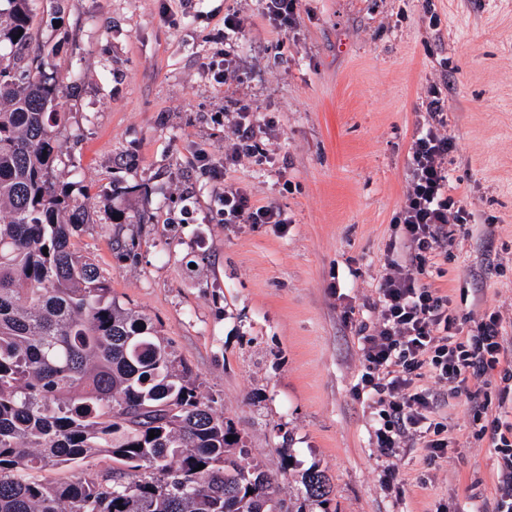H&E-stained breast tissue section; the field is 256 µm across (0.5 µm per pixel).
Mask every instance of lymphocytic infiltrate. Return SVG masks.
Segmentation results:
<instances>
[{
    "label": "lymphocytic infiltrate",
    "mask_w": 512,
    "mask_h": 512,
    "mask_svg": "<svg viewBox=\"0 0 512 512\" xmlns=\"http://www.w3.org/2000/svg\"><path fill=\"white\" fill-rule=\"evenodd\" d=\"M431 123L419 131L408 169L404 206L399 222L408 242L404 260L388 259L378 286L376 319L371 333L361 336L362 390L368 391L378 412L376 444L390 452L413 438L427 450L425 462L435 465L448 452L447 425L437 416L449 395H463L474 413L484 408L477 388L487 375L502 369L512 379V362H505L498 314L484 315L473 334L462 335L449 300L422 283L437 252L447 249L451 221H465L461 200L448 193V155L454 141L443 114L445 101L436 87L428 89ZM260 127L249 110L234 124V140L220 163H205L204 172L221 183L216 213L227 224H282L284 214L273 206L252 205L245 190L227 182L229 167L252 157ZM434 384L418 385L423 370Z\"/></svg>",
    "instance_id": "f902f5d3"
}]
</instances>
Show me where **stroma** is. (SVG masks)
Here are the masks:
<instances>
[{
  "label": "stroma",
  "instance_id": "obj_1",
  "mask_svg": "<svg viewBox=\"0 0 512 512\" xmlns=\"http://www.w3.org/2000/svg\"><path fill=\"white\" fill-rule=\"evenodd\" d=\"M247 27L237 80L217 86L224 15ZM27 48L63 80L54 175L83 203L77 247L119 303L149 317L213 409L304 512H492L500 455L465 398L448 400L451 446L377 447L358 388L359 326L387 257L425 90L448 98L449 184L471 214L425 283L464 329L502 318L512 355V0H299L283 26L258 0H36ZM260 125L227 173L287 226L221 224L201 154L224 156L232 117ZM121 223H113V216ZM500 270L482 282L486 262ZM325 471L327 503L304 500ZM305 493L308 499L317 502H325L332 493V485L329 477L319 470H311L303 480Z\"/></svg>",
  "mask_w": 512,
  "mask_h": 512
}]
</instances>
